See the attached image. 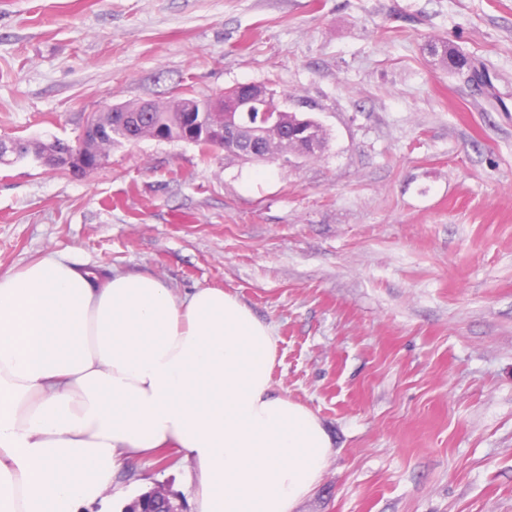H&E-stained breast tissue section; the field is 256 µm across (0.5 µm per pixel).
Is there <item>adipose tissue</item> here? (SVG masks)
<instances>
[{"label":"adipose tissue","mask_w":512,"mask_h":512,"mask_svg":"<svg viewBox=\"0 0 512 512\" xmlns=\"http://www.w3.org/2000/svg\"><path fill=\"white\" fill-rule=\"evenodd\" d=\"M276 354L220 288L54 255L0 275V512H82L158 448L193 462L196 512H293L333 444L274 390Z\"/></svg>","instance_id":"obj_1"}]
</instances>
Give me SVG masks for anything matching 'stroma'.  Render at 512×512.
Returning a JSON list of instances; mask_svg holds the SVG:
<instances>
[{
    "label": "stroma",
    "mask_w": 512,
    "mask_h": 512,
    "mask_svg": "<svg viewBox=\"0 0 512 512\" xmlns=\"http://www.w3.org/2000/svg\"><path fill=\"white\" fill-rule=\"evenodd\" d=\"M238 83L326 149L145 138L80 177L0 165V273L56 254L238 297L275 330L274 389L333 439L295 512H512V0H0V136ZM158 484L195 512L192 463L152 457L85 512Z\"/></svg>",
    "instance_id": "stroma-1"
}]
</instances>
